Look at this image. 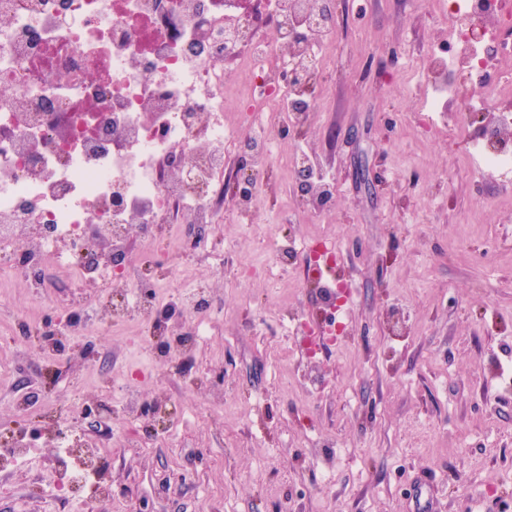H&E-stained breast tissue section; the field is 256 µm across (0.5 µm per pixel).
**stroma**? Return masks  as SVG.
Masks as SVG:
<instances>
[{"label":"stroma","instance_id":"1","mask_svg":"<svg viewBox=\"0 0 512 512\" xmlns=\"http://www.w3.org/2000/svg\"><path fill=\"white\" fill-rule=\"evenodd\" d=\"M438 29L418 0H336L313 90L323 110L306 137L336 179L333 218L312 222L285 172H269L262 223H225L223 266L190 269L221 313L170 376L153 370L132 324L95 337L91 358L74 336L48 362L42 338L14 326L10 308L29 296L12 279L0 432L27 426L18 389L39 390L45 413L61 393L90 397L111 484L98 512H415L421 473L436 512H512V386L498 377L512 361V179L474 178L466 140L431 132L419 110ZM287 234L335 236L336 272L357 291L346 333L313 353L289 352L281 336L285 315L314 308L298 277L307 256L273 280L249 272ZM105 377L137 378L148 402L166 393L183 416L177 432L149 448L107 444ZM54 456L43 443L0 474V512H83Z\"/></svg>","mask_w":512,"mask_h":512}]
</instances>
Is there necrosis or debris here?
Listing matches in <instances>:
<instances>
[{
    "label": "necrosis or debris",
    "instance_id": "1",
    "mask_svg": "<svg viewBox=\"0 0 512 512\" xmlns=\"http://www.w3.org/2000/svg\"><path fill=\"white\" fill-rule=\"evenodd\" d=\"M0 0V288L22 277L31 304L15 309L14 325H33L31 310L47 315L39 332L49 355L71 337H93L106 327L138 324L152 346L157 371L168 372L205 340L214 322L211 290L185 285L191 264L224 262L217 231L225 214L243 224L259 221L255 184L279 159L281 139L311 131L317 102L300 103L296 79L326 70L330 27L307 11V0ZM433 18L448 28L447 48L429 54L425 112H442L460 97L454 75L469 68L484 97L471 110L492 115L477 136L464 122L454 131L468 136L481 171L512 172V82H489L491 69L512 70V53L496 48L502 30L512 29V0H427ZM487 37L470 42L465 27ZM237 60L249 76L238 100V116H225V59ZM251 161V186L230 208L223 197L230 155ZM177 156L188 173L167 170ZM289 173L306 172L311 194L306 207L326 217L337 192L310 151L285 161ZM144 228L138 257L114 269L111 253L125 251L128 227ZM203 226L204 235H176L178 225ZM171 240L177 259L154 249L157 238ZM335 238L286 237L270 249L262 274L277 277L299 254L313 253L308 279L319 288L329 322L315 314L282 321L283 336L304 338L315 347L329 331H342L355 307L351 291L324 281L320 267H333ZM67 276L69 304L83 315L56 320L55 272ZM177 301L183 323L160 321L157 311ZM112 413L113 432L135 447L125 431L145 413L166 415V404H145L137 383L125 380ZM82 411L64 402L46 418L62 463L61 475L76 490L93 485L86 512H96L110 490L95 443L83 431Z\"/></svg>",
    "mask_w": 512,
    "mask_h": 512
}]
</instances>
